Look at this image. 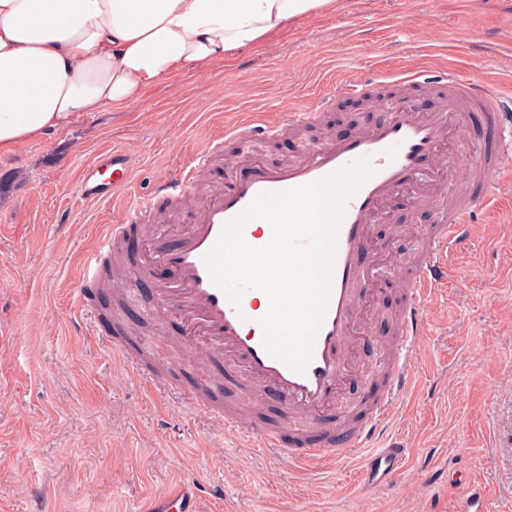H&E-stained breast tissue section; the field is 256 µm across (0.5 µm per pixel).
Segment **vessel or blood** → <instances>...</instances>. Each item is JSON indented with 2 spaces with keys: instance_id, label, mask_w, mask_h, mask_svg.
Masks as SVG:
<instances>
[{
  "instance_id": "1",
  "label": "vessel or blood",
  "mask_w": 512,
  "mask_h": 512,
  "mask_svg": "<svg viewBox=\"0 0 512 512\" xmlns=\"http://www.w3.org/2000/svg\"><path fill=\"white\" fill-rule=\"evenodd\" d=\"M442 82L446 86L444 102L433 111H419L409 99H400L391 111L380 114L356 134L304 147L290 162L254 159L233 167L225 183L209 188L200 198L184 232L173 235L165 225L156 226L147 245V260L134 268L128 281L129 287L144 291L149 305L171 313L187 344L234 368L243 383L278 412L280 420L274 429L242 426L237 415L224 409L220 386L207 380L184 392L186 402L197 413L305 470L346 452L362 453L360 483L365 488L388 485L405 456L402 442L388 437L383 424L412 381L409 359L427 327L421 300L447 280L449 248L468 239L474 213L494 199L493 181L512 159V113L505 111L501 99L490 96L483 83L473 78L450 73ZM332 102V97L323 98L319 109L329 108ZM319 109L289 111L283 122L274 125L258 120L245 133L273 139L284 127L313 123ZM474 113L480 114L492 146L480 158L481 174L474 189L463 196L450 193L447 207L437 211L424 238L406 244L415 259L409 273L411 288L399 310L392 362L379 365L369 375V411L348 426L326 425V418L336 412V399L348 377L346 357L356 342L354 326L377 259L373 226L387 222V205L400 191L415 186L424 197L435 193V186L424 178L435 166L452 165V156L442 154L441 148L452 132L467 128ZM223 145V140L211 141L192 166L155 184L148 197L131 202L123 223L112 225L97 252L84 258L83 273L74 290L82 318L95 317L88 295L101 279L105 260L121 252L140 215L158 204L182 201ZM361 159L367 161L371 173L344 204L324 317L313 340L311 359L304 371L298 372L263 346L259 320L266 310L258 304L257 289L245 290L239 303H232L214 283L205 257L223 225L243 212L258 194L325 179ZM132 171L128 153L102 152L83 169L80 193L94 202L116 198L130 184ZM297 415L310 416L319 423L315 439L304 447L288 446L283 440L284 427ZM223 496L220 484L182 480L144 497L138 512H201L202 498ZM459 512H489L482 487L466 486Z\"/></svg>"
}]
</instances>
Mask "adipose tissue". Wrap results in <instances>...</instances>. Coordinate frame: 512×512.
I'll return each instance as SVG.
<instances>
[{"label":"adipose tissue","mask_w":512,"mask_h":512,"mask_svg":"<svg viewBox=\"0 0 512 512\" xmlns=\"http://www.w3.org/2000/svg\"><path fill=\"white\" fill-rule=\"evenodd\" d=\"M336 0H0V157Z\"/></svg>","instance_id":"adipose-tissue-1"}]
</instances>
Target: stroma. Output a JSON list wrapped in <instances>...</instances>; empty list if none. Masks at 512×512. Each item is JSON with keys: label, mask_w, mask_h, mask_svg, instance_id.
<instances>
[{"label": "stroma", "mask_w": 512, "mask_h": 512, "mask_svg": "<svg viewBox=\"0 0 512 512\" xmlns=\"http://www.w3.org/2000/svg\"><path fill=\"white\" fill-rule=\"evenodd\" d=\"M426 71L481 75L500 97L512 94V0H337L335 12L303 19L274 43H259L223 66L182 71L124 107H105L68 129L39 137L0 159V512H138L142 497L193 477L221 483L224 499L205 512H456L466 485L485 488L490 512H512V167L498 178V201L481 209L471 235L448 259V281L422 307L428 330L414 352L413 378L387 421L406 446L389 486L359 490V454L323 468L290 467L247 446L177 392L133 378L127 361L75 324L73 288L82 260L121 201L175 175L209 141L251 115L265 122L315 106L337 81ZM379 107L336 95L305 140L288 135L240 141V155L202 172L222 182L240 159L283 161L319 128L350 134ZM136 159L129 190L99 204L77 189L82 169L109 150ZM438 201L375 227L394 246L398 227L422 235ZM409 283L394 274L379 285L369 341L348 380L357 402L391 340L385 315L399 309ZM128 327L171 364L196 377L193 349L177 344L175 320L144 318L135 300Z\"/></svg>", "instance_id": "1"}]
</instances>
